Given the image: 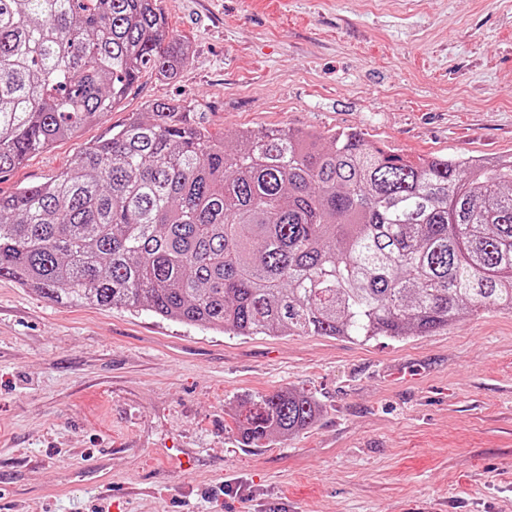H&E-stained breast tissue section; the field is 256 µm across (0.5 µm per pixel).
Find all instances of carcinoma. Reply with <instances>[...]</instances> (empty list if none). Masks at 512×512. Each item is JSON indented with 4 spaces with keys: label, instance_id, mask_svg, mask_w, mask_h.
Masks as SVG:
<instances>
[{
    "label": "carcinoma",
    "instance_id": "1",
    "mask_svg": "<svg viewBox=\"0 0 512 512\" xmlns=\"http://www.w3.org/2000/svg\"><path fill=\"white\" fill-rule=\"evenodd\" d=\"M188 60L158 0H0V174ZM0 277L238 336H427L464 308L512 313V160L411 158L354 130L218 138L157 101L0 196ZM318 415L290 388L234 420L258 447Z\"/></svg>",
    "mask_w": 512,
    "mask_h": 512
}]
</instances>
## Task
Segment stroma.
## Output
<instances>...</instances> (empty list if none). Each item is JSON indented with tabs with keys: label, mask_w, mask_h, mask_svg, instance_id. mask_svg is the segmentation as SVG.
<instances>
[{
	"label": "stroma",
	"mask_w": 512,
	"mask_h": 512,
	"mask_svg": "<svg viewBox=\"0 0 512 512\" xmlns=\"http://www.w3.org/2000/svg\"><path fill=\"white\" fill-rule=\"evenodd\" d=\"M178 81L0 175L65 171L150 103L213 133L356 130L408 156H512V0H162ZM302 389L298 435L242 445L244 399ZM0 512H512V314L429 336H237L63 306L0 278Z\"/></svg>",
	"instance_id": "35a3bbf8"
}]
</instances>
